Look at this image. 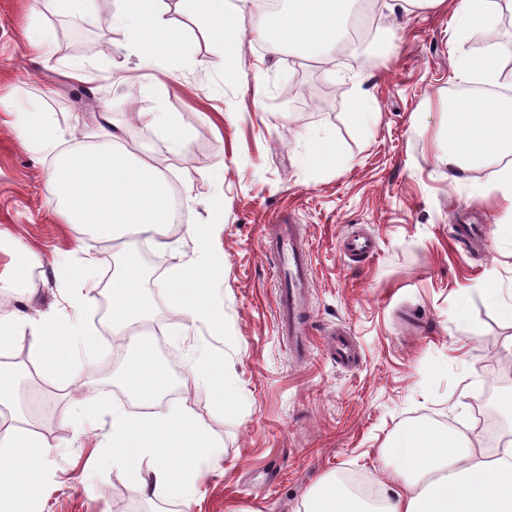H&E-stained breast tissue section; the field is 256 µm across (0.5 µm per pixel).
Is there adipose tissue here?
Masks as SVG:
<instances>
[{"label": "adipose tissue", "instance_id": "1", "mask_svg": "<svg viewBox=\"0 0 512 512\" xmlns=\"http://www.w3.org/2000/svg\"><path fill=\"white\" fill-rule=\"evenodd\" d=\"M453 2L456 55L459 76L481 84L501 85L506 77L497 54L488 50L472 54L467 48L471 32L489 30L503 13H512V0H398L404 12L437 9ZM191 11L203 19L213 39L225 49L229 74L240 71L234 47L239 26L228 23L235 5L250 0H189ZM355 0H288L287 11L267 31L264 17L255 28L265 35L269 53L284 47L330 57L350 16ZM164 0H121L120 9L101 15L85 14V21L106 23L122 32L126 45L140 66L172 55L184 46L181 29L165 18ZM124 130L103 118L95 132L100 146L93 151L67 155L50 172L49 201L61 206L69 223L100 237L118 241L127 237L159 242L171 221V195L164 174L153 164L133 157L122 144ZM446 147L440 157L449 179H459L473 163L490 171V190L507 204L504 223H512V97L496 99L490 108L478 100L456 102L441 135ZM202 233L200 247L171 281L170 294L177 311L189 321L219 322V310L205 298V288L223 276L220 250ZM142 272L133 256L123 260L113 277L112 333L124 335L146 314L141 291ZM51 315L39 317L0 311V347L25 340L41 358L43 370L63 376L72 368L66 339L74 337ZM120 384L151 405L150 414L132 417L112 415V458L128 471L139 472L145 458L153 466L137 486L139 493L163 487L191 508L195 496L199 460L218 459L222 450L209 429L186 404L157 407L169 387V375L152 354L139 351L134 369L119 378ZM391 451L395 471L404 478L401 491L369 507L343 484L321 479L303 512H512V440L502 452L488 455L459 432L425 426L400 432ZM46 450L36 431L20 427L0 430V512H28L32 490L38 484Z\"/></svg>", "mask_w": 512, "mask_h": 512}]
</instances>
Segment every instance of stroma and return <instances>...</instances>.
<instances>
[{
	"instance_id": "35a3bbf8",
	"label": "stroma",
	"mask_w": 512,
	"mask_h": 512,
	"mask_svg": "<svg viewBox=\"0 0 512 512\" xmlns=\"http://www.w3.org/2000/svg\"><path fill=\"white\" fill-rule=\"evenodd\" d=\"M81 8V0H0V267L19 243L39 270L17 290L0 282V303L83 329L70 373L26 374L12 403L0 405V427L38 428L47 450L31 512H182L166 489L138 494V476L112 465L113 412L142 409L95 381L131 364L132 338L170 376L160 406L187 403L223 449L220 463L198 465L192 512H301L319 478L347 474L387 494L398 485L391 443L420 421L489 451L512 437L503 404L512 393V223L501 221L487 168L455 182L439 160L446 108L467 87L454 71L451 10L383 8L366 22L351 19L337 66L288 48L269 54L248 15L235 14L247 32L236 47L245 71L232 80L187 8L167 14L185 33L181 54L147 68L122 33L86 28ZM73 64L88 83L65 79ZM363 101L368 123L352 125L348 114ZM25 110L44 113L45 142L21 133ZM104 112L121 126L131 112H169L190 135L175 154L156 134L127 126L130 151L163 169L184 210L164 245L149 246L142 288L151 311L119 345L97 317L101 239L66 223L45 191L60 155L98 147L90 133ZM323 141L337 153L319 162ZM280 218L309 248L302 308L311 343L302 353L279 325L269 233ZM218 223L224 276L208 297L222 323H192L171 304L169 280L198 245L194 227ZM455 224L482 225L486 245L450 240ZM356 226L377 238L373 256L342 254ZM86 262L91 274L65 281ZM492 283L493 303L484 294ZM339 332L358 355L352 365H338L329 346ZM213 360L232 370L231 404H219L195 375ZM80 379L91 389L76 414Z\"/></svg>"
}]
</instances>
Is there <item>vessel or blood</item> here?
<instances>
[{"instance_id":"1","label":"vessel or blood","mask_w":512,"mask_h":512,"mask_svg":"<svg viewBox=\"0 0 512 512\" xmlns=\"http://www.w3.org/2000/svg\"><path fill=\"white\" fill-rule=\"evenodd\" d=\"M276 249L279 254L282 276L286 280L280 318L290 335L301 332L302 322L296 299L308 277V257L305 247L298 241L294 225L279 222L275 227ZM378 246L375 237L363 231H355L343 240V251L348 256H368Z\"/></svg>"}]
</instances>
